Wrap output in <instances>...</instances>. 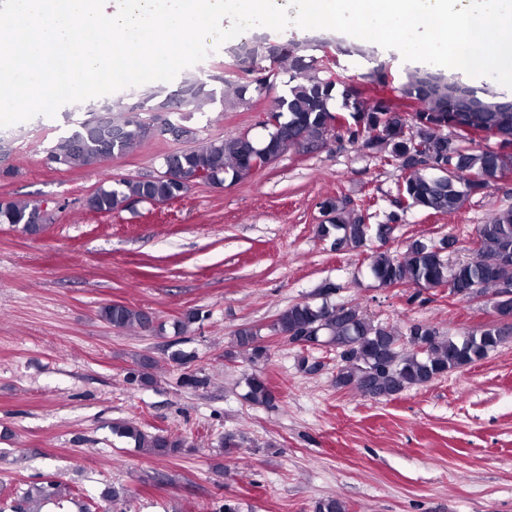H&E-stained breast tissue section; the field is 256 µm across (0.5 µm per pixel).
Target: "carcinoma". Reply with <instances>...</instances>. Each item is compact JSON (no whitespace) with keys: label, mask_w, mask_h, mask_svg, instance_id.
Segmentation results:
<instances>
[{"label":"carcinoma","mask_w":512,"mask_h":512,"mask_svg":"<svg viewBox=\"0 0 512 512\" xmlns=\"http://www.w3.org/2000/svg\"><path fill=\"white\" fill-rule=\"evenodd\" d=\"M244 48L255 65L267 59L287 64L288 94L274 99L270 122L262 136L242 133L227 139L196 138L191 146L166 155L171 164L189 174L242 181L256 171V160L262 155L277 157L296 145L307 149L324 142L339 115L347 122L346 132L352 142L400 163L398 193L407 199L410 209L434 214L457 212L472 195L512 170V153L472 152L466 146L467 134L460 132L455 140L445 133L463 120L479 130L498 129L512 134V101L500 100L488 92L480 95L474 88L469 89L467 97L453 96L448 94L447 84L435 79V73L416 70L398 86L400 100L419 105L408 121L391 100L358 95L351 91L348 77L323 70L321 60L309 54L314 46L304 41H276L256 33L233 53ZM247 76L248 80L234 92L230 103L233 108L250 103V90H268L277 79V75L259 67ZM180 88L191 90L192 95L185 102V112L170 113L174 124L183 123L188 115L203 110L214 100L212 90L203 81L183 80ZM338 95L342 98L340 113L332 111V101ZM145 140L143 116L120 107L112 111L108 126L79 122L69 134L53 143L47 159L67 169L93 167L126 154ZM435 163L441 167L454 166L455 174L435 169ZM187 190L186 185L162 180L123 179L100 186L92 205L98 212L110 213L133 200L162 203ZM320 208L329 216V223L318 225L321 236L336 235L334 244L338 246H365L371 225L360 218L349 219L346 205L334 198L325 199ZM39 213L37 205L10 201L0 205V224H22L27 232L36 233L40 228L25 220ZM477 245L473 260L450 267L437 246L415 240L401 259L384 251L374 253L370 271L384 287L446 286L450 293L463 297L477 287L481 293L491 290L497 295L501 285L512 283V208L478 225ZM335 291L334 284H323L322 303L299 302L289 306L277 315L271 331L291 340L312 336L320 343L334 346L339 354L336 386L353 387L372 398L392 397L406 388L425 385L480 361L512 335L511 325L497 323L461 338L445 339L426 322H413L401 334L373 323L355 307H338L328 302L327 297ZM99 317L120 329L144 330L149 322L143 310L120 303L101 307ZM200 318V310L189 309L173 323V328L182 333ZM415 336L425 344L424 349H415ZM234 343L250 351L254 364H264L269 359L268 347L251 327L238 329ZM406 345L412 350L403 351ZM150 368L149 361H142L128 373V380L141 386L153 384ZM245 385L252 404L273 406V390L262 373L250 374ZM112 432L159 457L173 456L185 446L184 439L162 431L148 433L133 420L113 423Z\"/></svg>","instance_id":"obj_1"}]
</instances>
